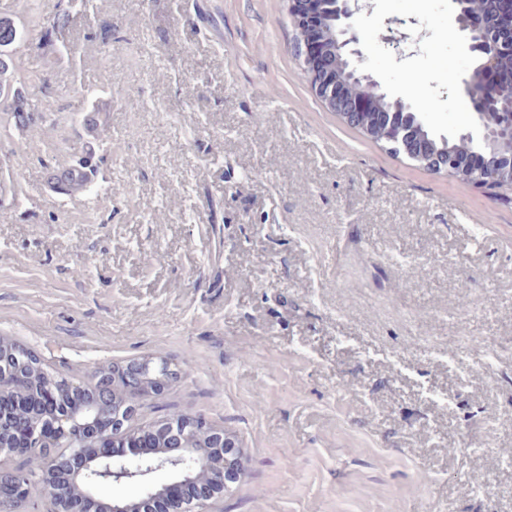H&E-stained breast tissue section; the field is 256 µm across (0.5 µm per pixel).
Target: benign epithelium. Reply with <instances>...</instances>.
Wrapping results in <instances>:
<instances>
[{
  "label": "benign epithelium",
  "instance_id": "7a95c632",
  "mask_svg": "<svg viewBox=\"0 0 512 512\" xmlns=\"http://www.w3.org/2000/svg\"><path fill=\"white\" fill-rule=\"evenodd\" d=\"M297 47L313 95L329 111L351 127L358 126L359 109L347 99V83L336 78V59L348 66L352 80L362 84L377 100L388 98L385 87L360 64L363 53L356 32L362 10L369 5L359 0H336L325 6L323 0H289ZM458 32L474 54L477 65L466 87L478 80L483 68L495 56L512 50V37L504 35L493 23L472 26L463 14L455 15ZM6 38L0 41V67L14 64L17 49L25 39V29L15 22L4 26ZM411 34L407 27L392 19L384 22L383 43L396 54L403 53ZM475 115L491 108L502 117L501 124L488 128L477 126V133L467 132L483 156V167L472 170L452 156L437 149L424 136L429 122L416 110L414 101L402 98L372 114L365 131L390 127L404 117L398 138L400 151L421 161L425 168L448 173L458 179L476 183L512 184V94L497 96L492 102L477 97L471 100ZM180 371L166 361L136 359L97 368L92 380L83 384L60 386L42 360L17 342L0 337V398L35 389L58 391L50 409L29 408L25 411L0 406V455L47 457L41 470L44 491L54 502L55 512H82L77 505L96 500L93 486L99 482L126 483L133 475L145 486L139 498L112 499V512H159L168 498L199 489L188 502L202 505L224 497V483L240 474L244 452H239L236 470L224 468V448H236V440L222 429L212 428L200 418L163 417L147 429L155 440L154 454L132 451L114 455L108 448L112 438L129 430L137 411V401L164 383L177 378ZM74 441L81 448H99L91 457L79 456L82 464L73 468L70 460L50 456L47 449L62 439ZM161 470L174 471L177 480L157 485L153 475ZM30 484L17 479L10 470L0 469V503L22 507Z\"/></svg>",
  "mask_w": 512,
  "mask_h": 512
}]
</instances>
